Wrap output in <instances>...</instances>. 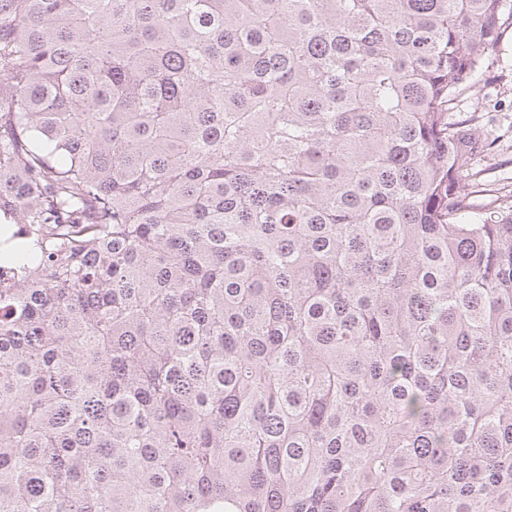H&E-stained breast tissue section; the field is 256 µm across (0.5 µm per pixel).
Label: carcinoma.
Instances as JSON below:
<instances>
[{"label":"carcinoma","instance_id":"cac0c4a2","mask_svg":"<svg viewBox=\"0 0 512 512\" xmlns=\"http://www.w3.org/2000/svg\"><path fill=\"white\" fill-rule=\"evenodd\" d=\"M510 16L0 0V512H512ZM471 92L455 97L448 112L453 121L475 114L480 133L492 143V150L476 165L483 170L489 189L475 193L471 202L483 210H493L501 194H512V26L506 24L499 42L488 51L483 68L475 77Z\"/></svg>","mask_w":512,"mask_h":512}]
</instances>
